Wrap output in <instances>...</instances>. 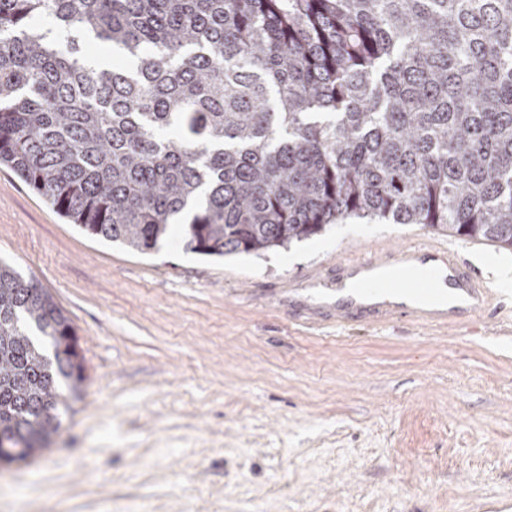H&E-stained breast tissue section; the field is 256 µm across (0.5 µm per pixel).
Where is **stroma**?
Here are the masks:
<instances>
[{
  "instance_id": "stroma-1",
  "label": "stroma",
  "mask_w": 512,
  "mask_h": 512,
  "mask_svg": "<svg viewBox=\"0 0 512 512\" xmlns=\"http://www.w3.org/2000/svg\"><path fill=\"white\" fill-rule=\"evenodd\" d=\"M420 224H337L286 250L140 254L0 168V257L71 319L84 389L0 512H497L512 503V288L477 332L311 326L293 306Z\"/></svg>"
}]
</instances>
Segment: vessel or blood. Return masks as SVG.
Masks as SVG:
<instances>
[{
  "label": "vessel or blood",
  "instance_id": "obj_1",
  "mask_svg": "<svg viewBox=\"0 0 512 512\" xmlns=\"http://www.w3.org/2000/svg\"><path fill=\"white\" fill-rule=\"evenodd\" d=\"M396 264L422 270L421 277L409 285L413 294L410 301L399 300L396 289L377 276L378 271ZM341 277L357 282L354 295L337 298L329 289H318L311 323L333 320L374 326L405 318L425 326L442 327L483 314L496 299L495 292L459 260L453 247L434 241L368 249L346 259ZM443 279L448 282L453 302L443 306L428 304V297L437 295Z\"/></svg>",
  "mask_w": 512,
  "mask_h": 512
}]
</instances>
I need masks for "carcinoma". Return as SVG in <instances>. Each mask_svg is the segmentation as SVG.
Segmentation results:
<instances>
[{
	"label": "carcinoma",
	"instance_id": "1",
	"mask_svg": "<svg viewBox=\"0 0 512 512\" xmlns=\"http://www.w3.org/2000/svg\"><path fill=\"white\" fill-rule=\"evenodd\" d=\"M0 166L142 254L177 223L222 258L348 219L512 250V0H0ZM83 382L70 319L0 259L6 463ZM54 32L58 36L59 40L62 43H66L67 41H70L73 37H75V40L78 41V45L80 47V50L83 54V57H95L100 59L104 65L106 66H112V63L114 65L120 64V61L118 59V56L116 53H112L110 49H107L104 46L94 44V42H88L84 40V38L77 34V33H66V32H59L55 28H53Z\"/></svg>",
	"mask_w": 512,
	"mask_h": 512
}]
</instances>
